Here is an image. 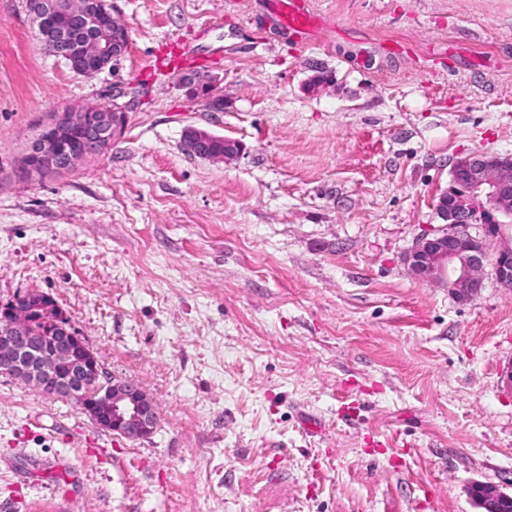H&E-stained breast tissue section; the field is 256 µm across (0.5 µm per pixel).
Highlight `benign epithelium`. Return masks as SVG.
Listing matches in <instances>:
<instances>
[{"mask_svg": "<svg viewBox=\"0 0 512 512\" xmlns=\"http://www.w3.org/2000/svg\"><path fill=\"white\" fill-rule=\"evenodd\" d=\"M29 11L50 51L70 68L92 77L109 67L120 44L129 41L127 27L115 16L112 0H97L93 37L68 40V24L83 15L86 0H31ZM190 93L210 110L224 109V99L212 94V77L185 74L180 78ZM91 116L82 133L73 135L69 109L51 113L18 168L33 180L75 170L87 158L117 141L127 121L122 107L86 105ZM185 141L199 157L230 163L243 150L241 143L224 139V151L212 144L219 136L196 127L184 131ZM442 225L418 237L406 254L411 274L440 285L466 301L484 288L483 269L489 264L498 283L512 282V155L472 153L458 158L448 188L436 204ZM479 226L481 232L472 234ZM51 317L45 331H33L31 317ZM0 371L40 393L73 399L99 429L128 439L147 438L159 421L156 402L140 383L107 375L93 351L72 328L63 309L50 295L29 291L0 304ZM468 493L476 512H508L512 492L475 481Z\"/></svg>", "mask_w": 512, "mask_h": 512, "instance_id": "7a95c632", "label": "benign epithelium"}]
</instances>
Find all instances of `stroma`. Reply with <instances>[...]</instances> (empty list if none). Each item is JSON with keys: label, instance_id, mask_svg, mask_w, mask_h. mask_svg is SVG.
Returning a JSON list of instances; mask_svg holds the SVG:
<instances>
[{"label": "stroma", "instance_id": "35a3bbf8", "mask_svg": "<svg viewBox=\"0 0 512 512\" xmlns=\"http://www.w3.org/2000/svg\"><path fill=\"white\" fill-rule=\"evenodd\" d=\"M306 2L302 40L273 0H115L129 46L85 77L0 0V304L49 294L159 412L130 440L0 374V512H475L472 482L512 488V288L488 267L461 303L404 263L454 161L512 154V0ZM114 102L111 148L18 178L52 112ZM189 126L244 150L188 155ZM183 86L190 90V93L196 98H201L205 106L213 110L224 109V99L219 95L212 94V77L204 74L202 79H199L193 74H185L180 78Z\"/></svg>", "mask_w": 512, "mask_h": 512}]
</instances>
